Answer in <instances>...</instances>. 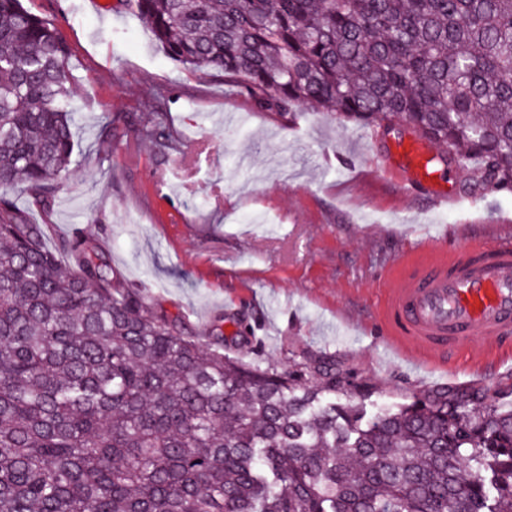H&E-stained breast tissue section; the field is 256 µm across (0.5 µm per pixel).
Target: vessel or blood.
Returning <instances> with one entry per match:
<instances>
[{
  "mask_svg": "<svg viewBox=\"0 0 512 512\" xmlns=\"http://www.w3.org/2000/svg\"><path fill=\"white\" fill-rule=\"evenodd\" d=\"M371 176L394 182L406 196L429 189L436 206L451 199L431 150L418 137L398 140L392 161L372 169ZM383 328L396 343L440 356L479 339L511 345L512 239L402 266L387 290Z\"/></svg>",
  "mask_w": 512,
  "mask_h": 512,
  "instance_id": "obj_1",
  "label": "vessel or blood"
}]
</instances>
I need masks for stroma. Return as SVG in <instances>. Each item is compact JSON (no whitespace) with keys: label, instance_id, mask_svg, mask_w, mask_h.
<instances>
[{"label":"stroma","instance_id":"obj_1","mask_svg":"<svg viewBox=\"0 0 512 512\" xmlns=\"http://www.w3.org/2000/svg\"><path fill=\"white\" fill-rule=\"evenodd\" d=\"M23 3L68 45L75 148L48 205L26 191L12 199L52 225L65 263L63 240L82 230L128 287L146 289L192 334L220 319L227 353L282 365L293 351L334 357L375 387L372 413L441 386L512 385V352L483 340L449 354L452 377L415 374L388 355L379 319L396 263L512 235V195L447 208L424 189L403 198L364 173L408 128L261 109L223 74L169 60L128 6ZM159 112L168 149L131 134Z\"/></svg>","mask_w":512,"mask_h":512}]
</instances>
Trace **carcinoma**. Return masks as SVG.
I'll list each match as a JSON object with an SVG mask.
<instances>
[{"instance_id":"carcinoma-1","label":"carcinoma","mask_w":512,"mask_h":512,"mask_svg":"<svg viewBox=\"0 0 512 512\" xmlns=\"http://www.w3.org/2000/svg\"><path fill=\"white\" fill-rule=\"evenodd\" d=\"M167 56L259 107L403 124L512 193V0H126ZM68 47L0 0V512H512V388L367 415L336 360L224 354L125 285L80 231L47 249L74 149ZM162 148L161 113L134 129Z\"/></svg>"}]
</instances>
